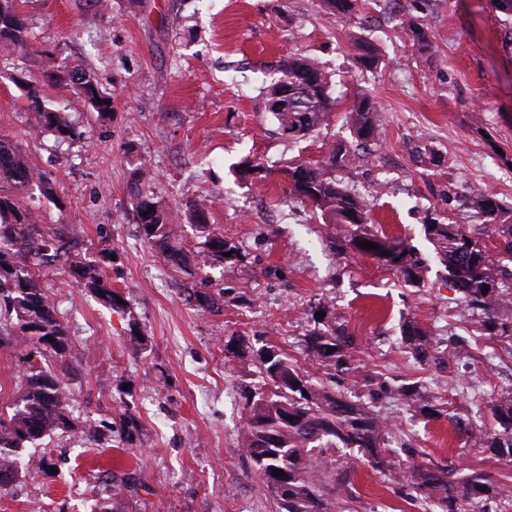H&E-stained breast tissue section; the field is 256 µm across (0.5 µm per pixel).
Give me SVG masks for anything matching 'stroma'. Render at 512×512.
I'll list each match as a JSON object with an SVG mask.
<instances>
[{"label":"stroma","mask_w":512,"mask_h":512,"mask_svg":"<svg viewBox=\"0 0 512 512\" xmlns=\"http://www.w3.org/2000/svg\"><path fill=\"white\" fill-rule=\"evenodd\" d=\"M16 3L30 47L0 69V135L51 179L52 195L35 205L69 258L43 268L41 282L71 339L54 371L75 426L111 423L113 440L92 448L59 431L27 445V475L0 491V512H88L111 474L123 472L134 487L114 512H272L239 446L241 388L256 382L254 351L264 346L317 372L304 338L322 321L345 327L368 365L424 381L453 412L468 413L489 389L512 390V354L490 361L478 350L467 368L447 373L419 365L400 345L408 320L442 343L471 334V314L425 224L479 228V195L512 208V20L489 0H364L350 24L324 0ZM409 15L430 49L403 27ZM359 37L375 46L373 69L356 57ZM291 54L316 64L337 99L328 121L297 142L277 133L261 93ZM49 57L112 95L111 110L100 112L72 86L41 84L47 107L79 132L62 143L32 135L26 110V85ZM362 91L380 107V125L360 149L363 162L336 176L365 198L373 231L424 259L421 288L378 258L336 255L333 226L289 197L288 162L323 158L328 143L349 138L345 114ZM247 160L265 170L244 183L234 170ZM141 191L175 209L206 204L235 256H213L184 220L176 242L185 263H167L139 234ZM104 250L113 254L101 271L120 299L115 308L81 288L70 268ZM199 287L214 295V311L189 299ZM232 336L251 351L228 352ZM381 413L436 461L456 454L463 465L512 476V465L464 450L448 416L414 417L391 400ZM43 458L51 470H39ZM356 483L361 512H422L369 466L358 467Z\"/></svg>","instance_id":"1"}]
</instances>
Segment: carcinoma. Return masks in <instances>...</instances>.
I'll list each match as a JSON object with an SVG mask.
<instances>
[{
	"label": "carcinoma",
	"instance_id": "1",
	"mask_svg": "<svg viewBox=\"0 0 512 512\" xmlns=\"http://www.w3.org/2000/svg\"><path fill=\"white\" fill-rule=\"evenodd\" d=\"M328 9L350 22L361 6L357 0H325ZM28 49L26 20L15 0H0V65ZM357 57L367 68L376 62L368 40L355 42ZM283 78H293L307 90L306 110L288 104L274 110L277 93L274 79L266 87L265 111L272 114L277 132L299 141L315 131L336 107L326 75L305 58L293 54L280 67ZM47 82H70L101 111L112 107V96L89 78L53 63L43 71ZM27 111L35 113L37 126L62 139L79 136L59 113L48 109L37 88L27 85ZM379 110L373 99L360 97L346 116L357 138L356 147L330 143L326 157L315 163L300 159L286 169L289 195L310 204L329 223L337 225L334 246L375 256L399 272L408 285L424 286L423 260L404 246L394 247L387 238L370 230L363 200L352 195L336 171L353 167L360 159L358 147L371 139L378 128ZM37 190L51 193L48 175L31 167L21 149L0 138V343L23 352L24 390L20 397L0 408V475L20 468L17 449L26 442L72 429L69 398L62 391L52 362L66 352L70 343L68 326L59 318L55 300L40 283V268L67 254L57 233L41 228L36 215L20 203V195ZM484 217L479 231L462 224L433 221L425 233L444 264L454 287L478 318L474 329L499 344L512 345V214L490 198L475 201ZM153 210H148V207ZM138 228L143 239L159 247L168 263L179 268L183 252L174 242L177 212L147 194L137 197ZM199 232L213 255L225 258L234 250L204 215L196 212ZM497 237L496 253L487 240ZM378 246L365 250L360 242ZM101 258L73 267L75 278L89 293L113 307L117 294L104 279ZM496 287H490V284ZM52 337L53 341L46 340ZM402 344L422 364L447 366L466 353L459 341L441 350L412 322L402 329ZM308 357L326 368L314 379L301 371L287 353L266 347L256 353L259 381L243 389L246 417L239 443L255 474L270 492L275 512H359L361 496L353 482L356 465L363 464L397 484L418 491L437 512H509L512 480L497 479L492 472L471 468L458 476L450 464L418 458L419 451L405 442L399 448L396 425L375 409L379 400L391 397L426 418L441 416L444 409L415 383L398 382L368 367L353 351L350 337L332 323L305 337ZM270 359H264V356ZM490 420H485L486 415ZM456 429L473 448H481L506 464L512 463V391L483 401L474 414L452 415ZM81 438L101 446L112 440L98 427L80 430ZM288 472V499L275 490L274 470Z\"/></svg>",
	"mask_w": 512,
	"mask_h": 512
}]
</instances>
